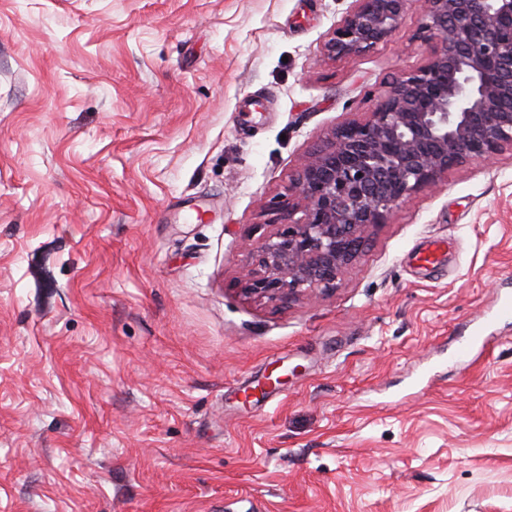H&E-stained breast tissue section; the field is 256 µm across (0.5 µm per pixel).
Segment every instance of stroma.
I'll use <instances>...</instances> for the list:
<instances>
[{"label":"stroma","instance_id":"35a3bbf8","mask_svg":"<svg viewBox=\"0 0 512 512\" xmlns=\"http://www.w3.org/2000/svg\"><path fill=\"white\" fill-rule=\"evenodd\" d=\"M349 5L0 0V512H512L511 151L333 291H241L305 151L427 60L423 0L327 59Z\"/></svg>","mask_w":512,"mask_h":512}]
</instances>
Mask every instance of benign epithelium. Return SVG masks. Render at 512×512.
Here are the masks:
<instances>
[{"mask_svg":"<svg viewBox=\"0 0 512 512\" xmlns=\"http://www.w3.org/2000/svg\"><path fill=\"white\" fill-rule=\"evenodd\" d=\"M417 38L427 62L373 95L305 152L288 199L271 202L284 229L248 244V295L288 304L336 288L372 230L448 170L512 149V0H425ZM412 0H351L329 34L331 59L387 42Z\"/></svg>","mask_w":512,"mask_h":512,"instance_id":"obj_1","label":"benign epithelium"}]
</instances>
